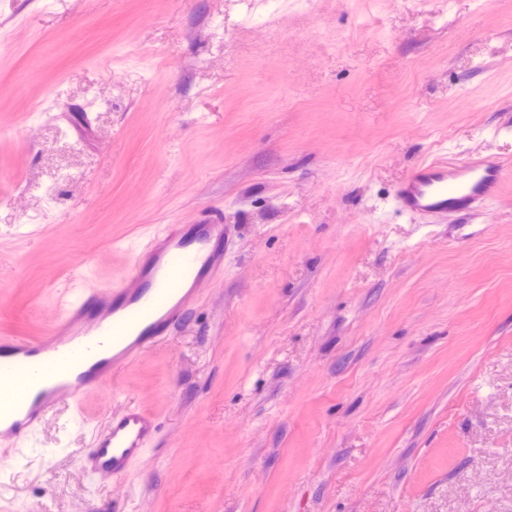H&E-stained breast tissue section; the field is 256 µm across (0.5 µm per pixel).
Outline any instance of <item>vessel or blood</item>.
<instances>
[{"label":"vessel or blood","instance_id":"vessel-or-blood-1","mask_svg":"<svg viewBox=\"0 0 512 512\" xmlns=\"http://www.w3.org/2000/svg\"><path fill=\"white\" fill-rule=\"evenodd\" d=\"M509 173L511 165L484 158L452 167L434 160L415 167L395 198L412 214L469 207L493 198ZM225 232L212 215L189 238L167 225L131 258L125 284L83 289L46 335L0 336V387L19 376L33 384L29 403L0 405V443L33 438L58 403L78 405L106 390L122 368L181 325L199 285L224 274ZM156 429L153 411L125 407L97 434L84 468L99 483L121 478Z\"/></svg>","mask_w":512,"mask_h":512}]
</instances>
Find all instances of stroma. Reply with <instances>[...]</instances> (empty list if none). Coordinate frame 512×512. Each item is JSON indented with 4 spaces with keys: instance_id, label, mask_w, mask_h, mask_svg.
Instances as JSON below:
<instances>
[{
    "instance_id": "stroma-1",
    "label": "stroma",
    "mask_w": 512,
    "mask_h": 512,
    "mask_svg": "<svg viewBox=\"0 0 512 512\" xmlns=\"http://www.w3.org/2000/svg\"><path fill=\"white\" fill-rule=\"evenodd\" d=\"M477 156L512 160V0H0V330L159 225L231 231L84 425L61 404L13 451L0 512H512V174L392 201ZM129 403L158 430L97 483ZM510 171L511 165L484 158L452 167L434 160L415 167L396 189L395 198L402 211L412 214L470 207L493 198ZM156 415L139 405H128L95 438V447L83 467L97 483L121 478L132 460L141 456L156 432Z\"/></svg>"
}]
</instances>
